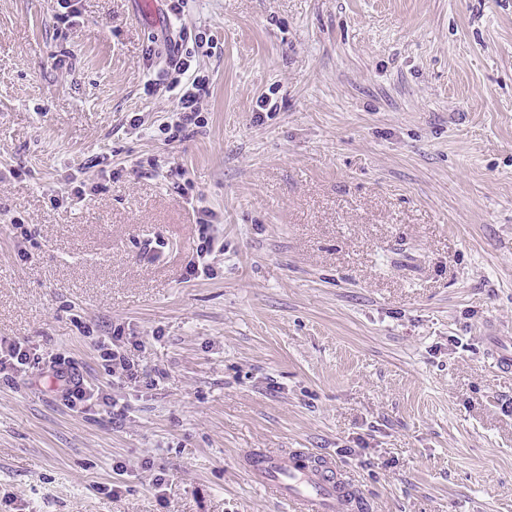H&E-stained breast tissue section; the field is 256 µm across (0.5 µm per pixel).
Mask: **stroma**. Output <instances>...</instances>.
Segmentation results:
<instances>
[{"label": "stroma", "mask_w": 512, "mask_h": 512, "mask_svg": "<svg viewBox=\"0 0 512 512\" xmlns=\"http://www.w3.org/2000/svg\"><path fill=\"white\" fill-rule=\"evenodd\" d=\"M56 7L0 0V336L98 381L85 329L127 323L157 384L115 426L0 380V512H291L252 448L335 458L370 512H512V0H189L217 48L207 125L172 144L143 92L164 11ZM102 153L119 181L54 206ZM157 155L223 219L214 279L184 281L196 217L129 168Z\"/></svg>", "instance_id": "35a3bbf8"}]
</instances>
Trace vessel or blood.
I'll use <instances>...</instances> for the list:
<instances>
[{"instance_id": "1", "label": "vessel or blood", "mask_w": 512, "mask_h": 512, "mask_svg": "<svg viewBox=\"0 0 512 512\" xmlns=\"http://www.w3.org/2000/svg\"><path fill=\"white\" fill-rule=\"evenodd\" d=\"M246 473L271 495L287 500L293 512H356L362 498L349 471L330 457L307 449L247 452Z\"/></svg>"}]
</instances>
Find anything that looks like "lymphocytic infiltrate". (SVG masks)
<instances>
[{"mask_svg": "<svg viewBox=\"0 0 512 512\" xmlns=\"http://www.w3.org/2000/svg\"><path fill=\"white\" fill-rule=\"evenodd\" d=\"M187 2L165 0L169 27L162 37L152 38L145 50L147 66L151 70L144 84L145 91L167 94L174 102L171 116L161 128L170 141L185 139L189 132L203 127L206 121L209 78L194 71L192 63L197 54L210 52L213 38L205 27L184 25ZM148 172L169 181L197 215L198 244L185 267V280L212 276L211 256L218 245L213 234L215 211L204 205L202 196L191 192L187 172L177 164L164 165L154 158L148 163ZM94 348L110 372L114 385L133 389L142 385L154 386V379L140 366L145 344L135 332L125 330L120 324L112 326L103 336L97 337ZM35 370L51 379L54 393L72 411L84 412L98 406L116 424L125 422L130 415L125 398L90 384L71 358L50 351L39 353L27 340L0 336L1 379L12 381Z\"/></svg>", "mask_w": 512, "mask_h": 512, "instance_id": "lymphocytic-infiltrate-1", "label": "lymphocytic infiltrate"}]
</instances>
